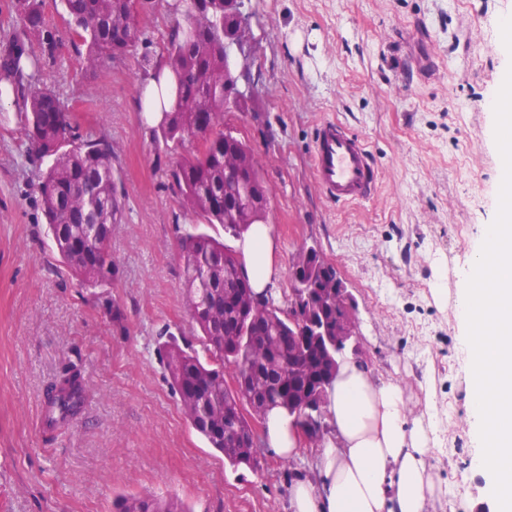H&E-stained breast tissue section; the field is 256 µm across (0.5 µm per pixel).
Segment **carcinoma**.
I'll use <instances>...</instances> for the list:
<instances>
[{
  "label": "carcinoma",
  "instance_id": "1",
  "mask_svg": "<svg viewBox=\"0 0 512 512\" xmlns=\"http://www.w3.org/2000/svg\"><path fill=\"white\" fill-rule=\"evenodd\" d=\"M69 23L86 47L89 63L117 52L129 53L138 40L136 15L127 0H61ZM23 37L13 39L0 55L5 76L22 71L28 57L26 40L44 26L43 0H14ZM232 16L224 0H191L188 21L177 26L166 47L165 62L177 83L178 106L164 113L160 124L166 143L199 147L171 171L180 205L202 224H220L224 233L241 236L250 225L265 221L254 200L269 195L260 166L246 141L224 131V113L243 112L249 99L230 98L224 86L235 82L224 56L222 32ZM27 136L40 158H52L37 186L42 213L56 251L85 288L107 284L114 273L110 244L122 203L112 167V145L80 133L57 94L30 76L19 84ZM248 166H236V157ZM183 280L192 319L203 352L189 339L174 337L159 344V357L170 384L194 431L209 447L224 455L232 467L254 458L252 431L239 404L246 399L255 411L267 412L288 401H302L303 388L292 383L297 368L326 375L336 373V347L328 355L307 335L309 326L288 323V312L267 298L259 302L263 323L254 324L242 311L240 298L247 280L239 261L224 242L206 232L188 233L180 241ZM323 277H336V268L315 257L303 283L312 288ZM300 335L288 346L286 337ZM243 376L233 390L227 380ZM86 396L80 375L68 372L47 390L48 404L64 423L76 415ZM112 512H191L180 500L152 495L122 496Z\"/></svg>",
  "mask_w": 512,
  "mask_h": 512
}]
</instances>
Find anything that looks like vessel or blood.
<instances>
[{"label": "vessel or blood", "mask_w": 512, "mask_h": 512, "mask_svg": "<svg viewBox=\"0 0 512 512\" xmlns=\"http://www.w3.org/2000/svg\"><path fill=\"white\" fill-rule=\"evenodd\" d=\"M314 177L333 204L370 201L379 187L377 162L364 140L337 120L321 122L313 138Z\"/></svg>", "instance_id": "1"}]
</instances>
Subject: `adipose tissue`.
Masks as SVG:
<instances>
[{
  "instance_id": "ef3b65f1",
  "label": "adipose tissue",
  "mask_w": 512,
  "mask_h": 512,
  "mask_svg": "<svg viewBox=\"0 0 512 512\" xmlns=\"http://www.w3.org/2000/svg\"><path fill=\"white\" fill-rule=\"evenodd\" d=\"M150 81L141 100L148 125H159L177 106L175 81L167 64ZM241 272L257 295L279 278V245L271 225L254 224L237 244ZM330 434L318 448L311 470L291 489L292 512H433L443 496L433 474L434 430L430 420L408 418L398 384L381 380L354 356L338 358L328 388ZM268 448L297 457L304 444L295 418L281 407L263 419Z\"/></svg>"
}]
</instances>
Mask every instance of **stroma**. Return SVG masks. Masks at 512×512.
I'll list each match as a JSON object with an SVG mask.
<instances>
[{"instance_id": "1", "label": "stroma", "mask_w": 512, "mask_h": 512, "mask_svg": "<svg viewBox=\"0 0 512 512\" xmlns=\"http://www.w3.org/2000/svg\"><path fill=\"white\" fill-rule=\"evenodd\" d=\"M245 5L254 93L248 111L224 122L251 145L270 190L267 222L280 242L272 297L286 306L301 251L316 248L334 265L353 299L352 353L401 386L409 416L422 413L434 382L435 473L449 501L496 512L471 467L459 319L431 290L441 263L449 292L463 287L459 269L497 213L503 162L491 103L512 65L500 32L512 0ZM44 13L27 50L82 133L111 144L122 214L111 282L79 287L53 252L23 114L0 103V512H112L116 497L147 493L178 497L191 512H292L311 449L292 460L265 450L256 471L230 467L191 428L157 354L161 332H192L179 239L196 220L170 178L186 147L165 144L136 108L149 80L137 61L164 57L184 16L165 0H139L132 52L91 65L60 0H44ZM328 119L374 154L370 202L336 206L316 186L313 134ZM115 304L122 333L112 328ZM72 368L88 390L82 411L42 431L46 389Z\"/></svg>"}]
</instances>
